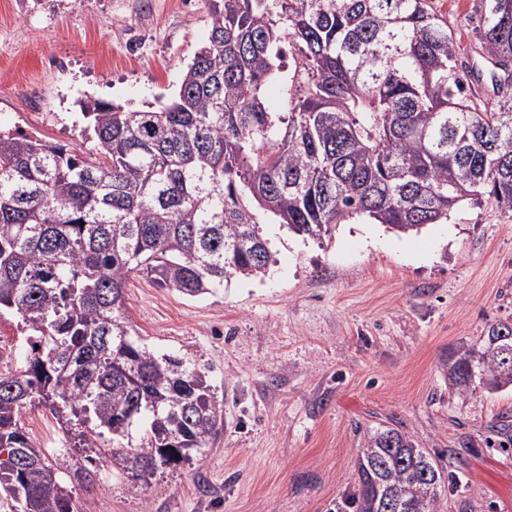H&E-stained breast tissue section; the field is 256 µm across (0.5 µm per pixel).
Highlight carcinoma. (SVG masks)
Segmentation results:
<instances>
[{"mask_svg": "<svg viewBox=\"0 0 512 512\" xmlns=\"http://www.w3.org/2000/svg\"><path fill=\"white\" fill-rule=\"evenodd\" d=\"M475 30L470 64L429 0H212L168 103L82 102L93 153L0 131V312L28 332L21 367L0 374L11 512H75L68 483L93 474L32 440L20 417L35 403L146 483L220 432L207 375L133 339V273L189 297L261 278L262 213L323 240L359 220L419 233L464 201L512 211V0H481ZM289 37L300 78L270 112ZM443 367L464 400L512 388V319ZM137 423L139 443L121 445ZM445 469L408 432L370 430L336 512H441Z\"/></svg>", "mask_w": 512, "mask_h": 512, "instance_id": "obj_1", "label": "carcinoma"}]
</instances>
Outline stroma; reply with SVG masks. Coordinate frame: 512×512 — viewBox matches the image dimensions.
<instances>
[{"instance_id": "stroma-1", "label": "stroma", "mask_w": 512, "mask_h": 512, "mask_svg": "<svg viewBox=\"0 0 512 512\" xmlns=\"http://www.w3.org/2000/svg\"><path fill=\"white\" fill-rule=\"evenodd\" d=\"M480 0H432L461 54ZM209 0H0V129L91 152L78 100L161 107L209 36ZM275 263L190 298L134 274L126 306L142 345L205 368L224 427L151 483L93 464L78 512H336L364 431L393 427L444 454L443 512L461 499L512 512V390L459 398L443 363L512 317V211L463 203L447 223L397 235L362 221L322 241L261 219ZM21 318L0 314V373L18 368ZM22 422L48 457L73 449L56 419Z\"/></svg>"}]
</instances>
